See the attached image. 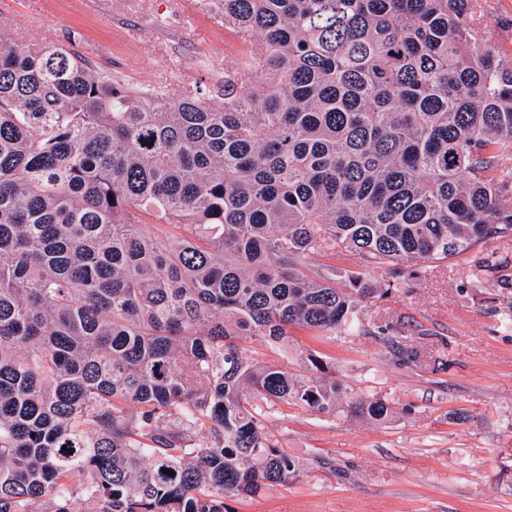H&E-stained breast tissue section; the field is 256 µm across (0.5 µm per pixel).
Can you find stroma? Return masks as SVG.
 Listing matches in <instances>:
<instances>
[{
    "label": "stroma",
    "mask_w": 512,
    "mask_h": 512,
    "mask_svg": "<svg viewBox=\"0 0 512 512\" xmlns=\"http://www.w3.org/2000/svg\"><path fill=\"white\" fill-rule=\"evenodd\" d=\"M482 23L512 66V0H487ZM0 39L63 44L130 84L179 90L210 83L243 51L217 0H0ZM480 257L499 265L477 281ZM392 284L367 317L415 347L414 362L392 357L383 337L299 330L291 342L345 387L385 398L392 419L280 406L268 430L303 470L231 501L233 512H512V238Z\"/></svg>",
    "instance_id": "stroma-1"
}]
</instances>
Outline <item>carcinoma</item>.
<instances>
[{
    "mask_svg": "<svg viewBox=\"0 0 512 512\" xmlns=\"http://www.w3.org/2000/svg\"><path fill=\"white\" fill-rule=\"evenodd\" d=\"M218 3L251 49L205 93L0 47V512H230L287 485L279 405H391L244 343L373 336L378 275L512 238L482 0ZM344 252L361 268L306 264Z\"/></svg>",
    "mask_w": 512,
    "mask_h": 512,
    "instance_id": "cac0c4a2",
    "label": "carcinoma"
}]
</instances>
